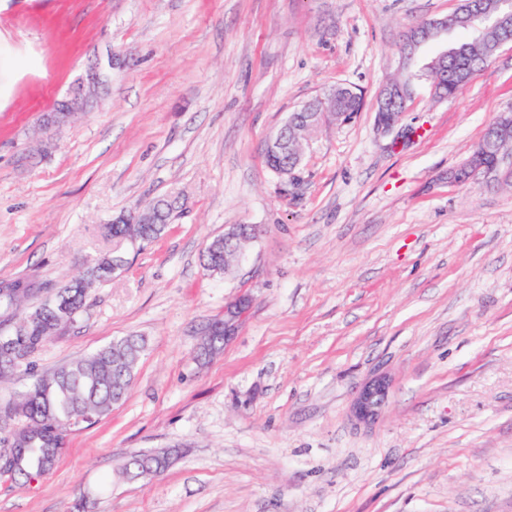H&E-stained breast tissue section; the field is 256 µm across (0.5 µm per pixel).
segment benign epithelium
Listing matches in <instances>:
<instances>
[{"label":"benign epithelium","instance_id":"benign-epithelium-1","mask_svg":"<svg viewBox=\"0 0 512 512\" xmlns=\"http://www.w3.org/2000/svg\"><path fill=\"white\" fill-rule=\"evenodd\" d=\"M495 28L499 31L498 46L512 45V0H499L498 13L489 15L483 9L482 0H472L470 9L463 20H458L456 13L452 12L445 17L437 19L432 25H417L409 28L404 38L408 39L411 51L400 53V65L407 72V78H423V72L427 71L429 64L416 67V58L419 49L426 43L437 39L445 34L454 31L465 30L470 35L476 36L487 29ZM112 70V60L94 61L87 65L83 75L79 78L72 95L58 102L54 109L57 121L66 119L74 112L84 109L91 98L99 96L107 90L109 84V73ZM336 104L335 92H326L312 100L304 107L305 116L298 120L292 117L287 118L285 123L268 140L265 155L268 160L277 162L275 171L282 175H291L299 166L303 149L294 146L298 132L306 129L310 134L315 131L321 120L328 114L327 106ZM399 101L395 96V89L389 85L384 86L376 98V110L378 113V127L387 131L395 122ZM501 125L491 130L486 138L485 151L473 150L467 160V165L472 172L479 170H491L493 166L485 162V152H490L495 159H500L507 148H512V136H508L505 130L512 126V114L503 113L498 118ZM158 220V209L156 204L140 210L128 216H121L114 220V224H155ZM256 229L252 226L240 224L227 229L224 232V263L235 256L240 250V243L247 242L254 238ZM249 306L248 299L242 297L224 307V320L218 323H211L204 332L206 336L224 335V343H229L235 330ZM388 395V386L385 377L377 375L373 377L364 387L360 394L355 413L358 418L366 420L378 412L384 404Z\"/></svg>","mask_w":512,"mask_h":512}]
</instances>
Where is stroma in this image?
Here are the masks:
<instances>
[{
	"label": "stroma",
	"mask_w": 512,
	"mask_h": 512,
	"mask_svg": "<svg viewBox=\"0 0 512 512\" xmlns=\"http://www.w3.org/2000/svg\"><path fill=\"white\" fill-rule=\"evenodd\" d=\"M458 5L0 0V281L34 275L50 297L124 259L33 361L146 340L127 399L48 475L0 479V512H512V156L448 179L512 113V46L456 96L419 81L391 130L376 122L404 31ZM107 57L108 94L45 125ZM339 85L361 111L326 118L293 175L272 170L268 137ZM163 196L156 240L105 234ZM232 224L258 235L213 272L206 247ZM241 296L234 338L198 362ZM377 375L388 399L359 421ZM171 447L163 473H124Z\"/></svg>",
	"instance_id": "35a3bbf8"
}]
</instances>
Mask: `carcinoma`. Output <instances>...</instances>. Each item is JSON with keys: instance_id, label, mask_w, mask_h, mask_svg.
I'll use <instances>...</instances> for the list:
<instances>
[{"instance_id": "obj_1", "label": "carcinoma", "mask_w": 512, "mask_h": 512, "mask_svg": "<svg viewBox=\"0 0 512 512\" xmlns=\"http://www.w3.org/2000/svg\"><path fill=\"white\" fill-rule=\"evenodd\" d=\"M497 35L495 30L486 32L483 41L474 44L465 58L448 61V76L443 78L442 92L455 95L472 78L474 72L494 55ZM361 95H350L343 90L336 91V111L350 114L361 111ZM160 221L157 224L139 226L140 238L151 242L164 231L171 206L167 201H158ZM208 267L214 271L224 270V240L214 239L206 249ZM122 266L110 257L98 260L91 267L93 275L84 279V284L69 286L52 299L39 300L30 304L21 318L17 317L19 297L15 288H34L41 285L29 278H17L10 288H0V326L20 319L17 334L18 345L27 359L12 362L0 351V377L23 369L26 377L24 389L17 398L0 403V414H15L22 430L17 443L8 444L6 436L0 433V448H17L16 467L6 474L12 483L24 486L27 482L43 477L50 468L38 471L36 463L46 453L60 447L62 430L77 417L88 426L112 411V407L124 400L132 384L135 371L145 349L141 336H126L109 343L91 355L77 359L54 372L38 371L32 356L39 351L51 335L76 322L84 307L87 289L96 280H106ZM224 349V337L208 336L202 339L197 350V359L205 360L213 353ZM171 463V453L160 451L151 454H134L125 463L124 469L135 470L136 474L152 473L166 469Z\"/></svg>"}]
</instances>
